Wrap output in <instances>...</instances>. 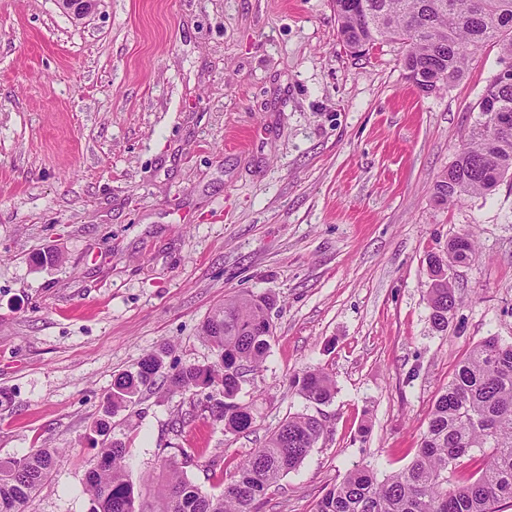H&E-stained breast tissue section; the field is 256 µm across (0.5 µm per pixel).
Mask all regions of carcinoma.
<instances>
[{"instance_id": "carcinoma-1", "label": "carcinoma", "mask_w": 512, "mask_h": 512, "mask_svg": "<svg viewBox=\"0 0 512 512\" xmlns=\"http://www.w3.org/2000/svg\"><path fill=\"white\" fill-rule=\"evenodd\" d=\"M334 2L342 43L349 49L401 44L405 79L422 92L449 87L485 45L498 46L500 62H512V0ZM473 110L478 119L434 185L442 204L489 195L512 176V77L493 75ZM473 254V242L460 234L445 251L428 257L427 301L439 331L448 327L458 305L448 269L467 264ZM270 307L265 296L224 299L201 326L215 362L165 376L174 389H220L224 400L217 402L213 417L226 432H244L254 423L249 407L237 401L239 370L245 363L256 370L267 356L274 335ZM162 367L160 355L150 353L119 374L105 413L134 403L154 387ZM292 384L315 404L330 402L336 389L333 378L318 368L294 377ZM325 431V423L314 415L288 417L236 468L218 495L202 492L177 462L168 460L160 512H256L258 501L304 461ZM56 453L39 448L0 460V512H31ZM124 459L121 443L102 442L86 483L94 512H139ZM503 501L512 502V342L488 336L467 351L440 392L411 463L381 481L371 469L350 470L320 498L315 512H496Z\"/></svg>"}]
</instances>
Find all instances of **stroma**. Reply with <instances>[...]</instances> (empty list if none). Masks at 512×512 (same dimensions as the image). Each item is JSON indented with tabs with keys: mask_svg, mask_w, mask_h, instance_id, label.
Instances as JSON below:
<instances>
[{
	"mask_svg": "<svg viewBox=\"0 0 512 512\" xmlns=\"http://www.w3.org/2000/svg\"><path fill=\"white\" fill-rule=\"evenodd\" d=\"M402 56L351 54L333 0H100L78 23L56 0H0V459L57 449L33 512H92L115 375L160 349L169 373L212 363L200 326L224 298L273 300L237 395L256 422L225 432L210 388L115 411L141 512L178 449L216 494L298 413L327 431L259 512H314L355 467L405 468L464 353L512 342V179L461 206L433 196L499 50L429 95ZM459 234L476 254L448 271L460 302L440 332L426 258ZM313 368L335 380L327 404L291 384Z\"/></svg>",
	"mask_w": 512,
	"mask_h": 512,
	"instance_id": "1",
	"label": "stroma"
}]
</instances>
